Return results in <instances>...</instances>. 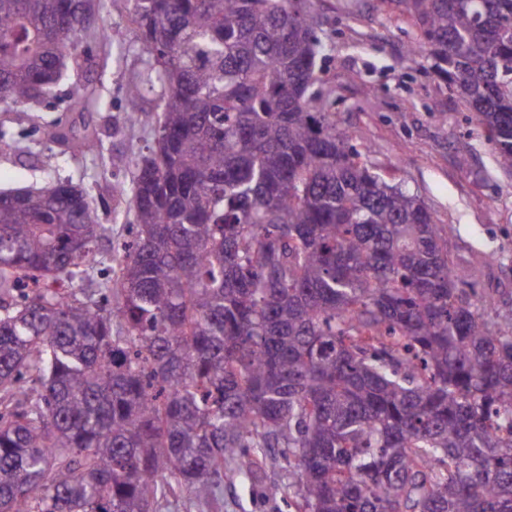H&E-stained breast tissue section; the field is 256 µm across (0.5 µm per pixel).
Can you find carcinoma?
<instances>
[{
    "instance_id": "1",
    "label": "carcinoma",
    "mask_w": 512,
    "mask_h": 512,
    "mask_svg": "<svg viewBox=\"0 0 512 512\" xmlns=\"http://www.w3.org/2000/svg\"><path fill=\"white\" fill-rule=\"evenodd\" d=\"M168 86L103 300L84 191H0V512H154L282 457L297 512H512V308L324 111L314 0H129ZM512 174V0H393ZM90 0H0V104Z\"/></svg>"
}]
</instances>
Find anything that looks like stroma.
<instances>
[{"label":"stroma","mask_w":512,"mask_h":512,"mask_svg":"<svg viewBox=\"0 0 512 512\" xmlns=\"http://www.w3.org/2000/svg\"><path fill=\"white\" fill-rule=\"evenodd\" d=\"M314 13L326 48L327 111L367 148L375 172L417 194L445 225L448 255L469 272L471 287L497 290L512 304V175L497 166L484 132L447 85L410 61L411 21L387 0H315ZM93 25L46 94L20 108L0 106V191L77 185L99 223L112 229L94 262L82 267L80 290L96 287L129 238L135 218L128 188L154 144V117L168 92L160 84L142 98L140 122L126 129L120 118L129 91L153 58L130 22L128 0H95ZM101 26L119 32L121 41L100 38ZM59 125L90 131L93 150L73 152L50 141L48 129ZM116 155L129 167L114 169ZM291 481L287 462L278 459L260 480L227 474L223 494L211 504L178 490L155 512H295ZM274 482L282 493L266 495Z\"/></svg>","instance_id":"1"}]
</instances>
